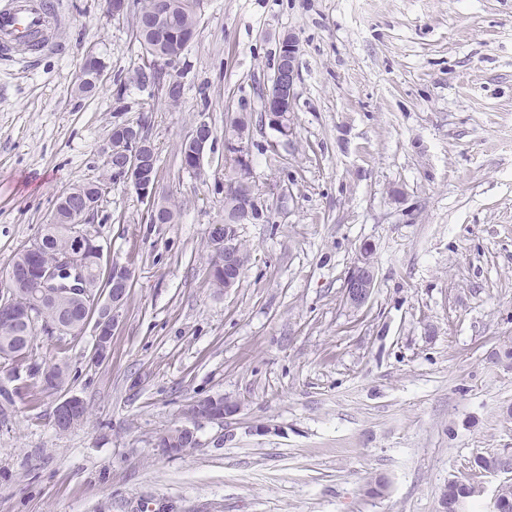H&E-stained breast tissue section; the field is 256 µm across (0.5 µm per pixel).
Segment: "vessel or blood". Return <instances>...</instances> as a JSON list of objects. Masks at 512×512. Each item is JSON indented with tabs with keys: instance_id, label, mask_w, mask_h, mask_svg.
Masks as SVG:
<instances>
[{
	"instance_id": "vessel-or-blood-1",
	"label": "vessel or blood",
	"mask_w": 512,
	"mask_h": 512,
	"mask_svg": "<svg viewBox=\"0 0 512 512\" xmlns=\"http://www.w3.org/2000/svg\"><path fill=\"white\" fill-rule=\"evenodd\" d=\"M60 0H0V56L11 55L33 34H43L42 51L59 53L64 46L55 31L61 22Z\"/></svg>"
}]
</instances>
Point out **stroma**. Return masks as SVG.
I'll use <instances>...</instances> for the list:
<instances>
[{
  "label": "stroma",
  "mask_w": 512,
  "mask_h": 512,
  "mask_svg": "<svg viewBox=\"0 0 512 512\" xmlns=\"http://www.w3.org/2000/svg\"><path fill=\"white\" fill-rule=\"evenodd\" d=\"M60 54L0 59V297L15 254L59 194L100 183L84 229L103 266L131 268L111 352L95 336L38 333L37 363H66L63 395L0 367V512H440L476 455L512 449V0H202L181 57V103L141 87L143 50L106 0H66ZM298 42L288 136L269 126L281 38ZM109 78L77 91L87 52ZM265 209L237 227L249 259L208 279L224 221L231 116ZM215 139L195 176L179 146ZM118 123L158 152L147 205L105 166ZM370 249L369 301L344 281ZM89 407L56 431L61 396ZM197 445L155 447L186 404ZM380 494H368L375 478ZM213 399L217 400L218 402L222 401L224 402L223 408L220 409H212L209 412H206L205 414H201L198 411V407L196 409H192L190 407V410H186V420L188 424H185L183 426H180L182 429L188 431L190 435H195V426L197 423L201 420H208V421H223L224 417L228 414L234 413L238 410V407H235L233 405L228 404L226 401H224V397H207L202 399L194 400V402H198L204 409L209 408L211 405H213Z\"/></svg>",
  "instance_id": "1"
}]
</instances>
